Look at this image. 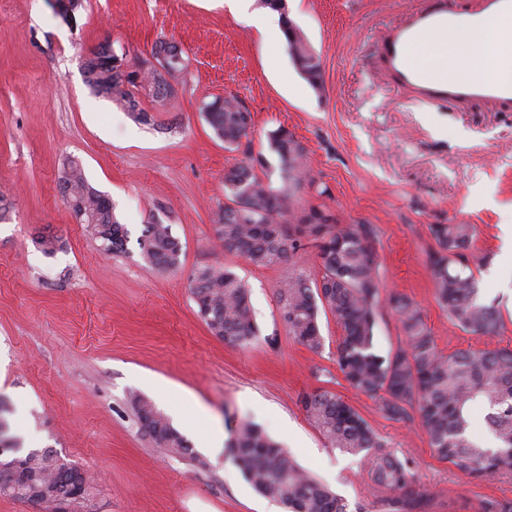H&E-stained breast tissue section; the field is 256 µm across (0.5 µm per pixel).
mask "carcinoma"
I'll list each match as a JSON object with an SVG mask.
<instances>
[{
	"label": "carcinoma",
	"mask_w": 512,
	"mask_h": 512,
	"mask_svg": "<svg viewBox=\"0 0 512 512\" xmlns=\"http://www.w3.org/2000/svg\"><path fill=\"white\" fill-rule=\"evenodd\" d=\"M284 35L292 62L313 91H324L319 57L304 34L284 22ZM118 65L94 64L87 84L98 94L116 98L137 117L147 119L136 92L143 90L156 103L172 97L174 89L157 70L141 60L125 77ZM214 134L228 145L248 136L251 113L233 96L216 98L202 106ZM270 146L280 159L282 187L273 189L260 178L253 164L239 162L224 171L228 203L214 213L215 238L224 251L257 268L290 261L312 244L316 249L314 280L302 274L288 277L277 291L280 318L299 343L318 353L324 346L319 319L330 312L342 335L336 347V364L354 389L377 396L380 410L389 419L419 422L435 457L473 480L512 476V349H460L440 351L417 306L394 293L380 298L377 233L371 224H342L322 205L292 210L288 200L308 177L305 150L284 128L270 136ZM64 200L84 220L100 242L122 251L128 232L117 220L112 203L91 187L80 165L62 163ZM323 213L326 224H306V211ZM436 248L428 253L435 297L448 319L465 332L492 335L502 326L499 309L480 300L478 279L468 265L465 251L476 235V226L464 221L433 224ZM141 255L151 266L170 270L178 266L182 246L167 224H146L138 238ZM191 295L197 315L212 336L246 348L258 340L249 291L230 268L202 267L191 278ZM399 321L402 338L385 355L375 346V332L383 307ZM137 418L147 417L149 435L170 453L195 462L200 458L170 425L151 400L131 399ZM310 423L329 445L367 462L373 484L389 493L382 500L385 512H430L434 496L422 489L410 462L387 450L384 442L356 410L336 393L315 388L300 395ZM485 411L484 423L495 445L477 440L471 427L475 410ZM244 478L262 497L276 501L288 512H348L347 504L327 485L303 470L287 449L261 429L243 421L228 446ZM93 480L74 464L64 466L52 448L26 453L19 475L0 468V495L31 504L48 505L77 488L90 492ZM479 512H512V499L483 498Z\"/></svg>",
	"instance_id": "carcinoma-1"
}]
</instances>
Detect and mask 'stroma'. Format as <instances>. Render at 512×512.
I'll list each match as a JSON object with an SVG mask.
<instances>
[{"instance_id":"stroma-1","label":"stroma","mask_w":512,"mask_h":512,"mask_svg":"<svg viewBox=\"0 0 512 512\" xmlns=\"http://www.w3.org/2000/svg\"><path fill=\"white\" fill-rule=\"evenodd\" d=\"M412 3L286 0L289 20L321 59L318 95L284 38L210 0H84L72 26L49 0H0V401L23 450L54 449L95 476L94 512H285L252 489L226 450L206 452L205 470L161 452L140 430L134 394L194 448L199 409L228 439L251 420L350 512H379L382 494L364 463L328 447L301 409L300 394L315 387L341 396L388 450L411 461L433 512L512 499V479L459 474L433 456L420 424L387 419L379 398L348 384L336 365L341 330L332 314L320 317V352L288 335L276 290L289 275L313 273L314 248L259 269L215 243L225 169L253 163L280 188L268 138L287 129L316 182L295 192L293 209L322 203L342 222L374 225L382 295L416 302L438 349H512V251L500 232L512 220V108L431 106L382 73L378 33ZM162 39L180 45L186 67L170 101L142 97L150 122L88 86L83 61L100 42L132 64ZM229 96L252 115L234 151L201 110ZM69 157L111 200L128 231L124 252L104 254L64 204L59 172ZM451 219L477 229L467 257L482 298L502 310L497 334L461 330L435 300L430 227ZM150 223L170 225L179 239L177 268L142 259L137 239ZM44 236L56 239L54 253L43 252ZM204 266L231 267L248 288L256 344H225L198 318L190 279Z\"/></svg>"}]
</instances>
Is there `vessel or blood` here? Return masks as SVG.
Listing matches in <instances>:
<instances>
[{
	"label": "vessel or blood",
	"mask_w": 512,
	"mask_h": 512,
	"mask_svg": "<svg viewBox=\"0 0 512 512\" xmlns=\"http://www.w3.org/2000/svg\"><path fill=\"white\" fill-rule=\"evenodd\" d=\"M512 14V0H472V17L483 26L492 17ZM452 12L440 0H420L386 28L377 42L382 70L396 85L414 91L430 104L484 101L502 108L512 106V82L504 83L491 76L448 78L427 71L412 62V53L420 50L422 36L447 25Z\"/></svg>",
	"instance_id": "vessel-or-blood-1"
}]
</instances>
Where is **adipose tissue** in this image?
<instances>
[{
	"mask_svg": "<svg viewBox=\"0 0 512 512\" xmlns=\"http://www.w3.org/2000/svg\"><path fill=\"white\" fill-rule=\"evenodd\" d=\"M422 48L431 65L448 74L470 71L512 80V16L489 21L480 35L469 16H455L447 28L429 33Z\"/></svg>",
	"mask_w": 512,
	"mask_h": 512,
	"instance_id": "adipose-tissue-1",
	"label": "adipose tissue"
}]
</instances>
